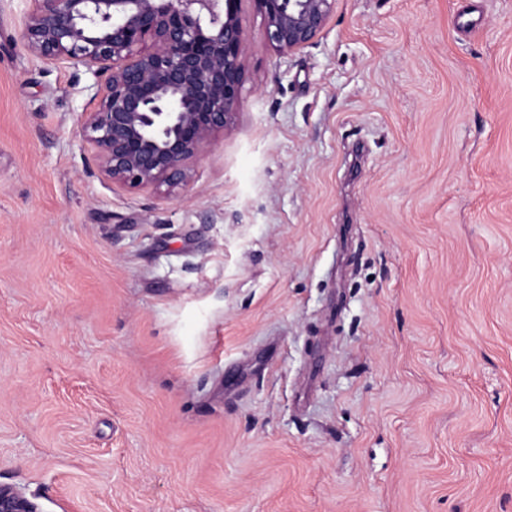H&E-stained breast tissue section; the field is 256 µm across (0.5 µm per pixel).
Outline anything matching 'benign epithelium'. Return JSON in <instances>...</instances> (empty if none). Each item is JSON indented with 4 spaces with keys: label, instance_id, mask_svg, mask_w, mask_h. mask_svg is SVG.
Returning <instances> with one entry per match:
<instances>
[{
    "label": "benign epithelium",
    "instance_id": "7a95c632",
    "mask_svg": "<svg viewBox=\"0 0 512 512\" xmlns=\"http://www.w3.org/2000/svg\"><path fill=\"white\" fill-rule=\"evenodd\" d=\"M21 40L46 64L94 78L83 137L98 173L129 189L168 188L237 120L248 51L243 0H29ZM267 43H312L335 0H253ZM0 512H37L0 489Z\"/></svg>",
    "mask_w": 512,
    "mask_h": 512
}]
</instances>
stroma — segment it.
<instances>
[{
    "instance_id": "1",
    "label": "stroma",
    "mask_w": 512,
    "mask_h": 512,
    "mask_svg": "<svg viewBox=\"0 0 512 512\" xmlns=\"http://www.w3.org/2000/svg\"><path fill=\"white\" fill-rule=\"evenodd\" d=\"M0 0V486L40 512H512V0H253L233 130L103 180ZM265 24L267 43L291 54L312 43L325 27L335 0H253Z\"/></svg>"
}]
</instances>
